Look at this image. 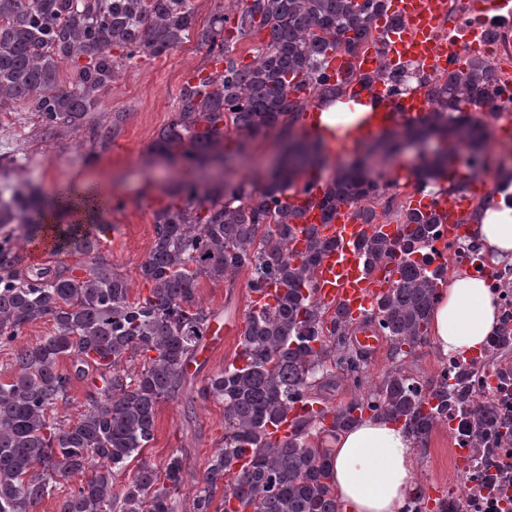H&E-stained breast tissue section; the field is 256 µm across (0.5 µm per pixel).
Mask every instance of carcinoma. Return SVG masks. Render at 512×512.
<instances>
[{
  "mask_svg": "<svg viewBox=\"0 0 512 512\" xmlns=\"http://www.w3.org/2000/svg\"><path fill=\"white\" fill-rule=\"evenodd\" d=\"M383 8L384 0H231V12L199 29L188 0H0V112L27 101L46 125L77 128L124 63L167 55L193 33L224 67L187 80L155 150L195 165L224 157L233 130L241 136L234 142L239 154L272 131L300 153L263 184L180 183L172 202L154 214L155 241L140 264L152 288L134 300L100 252L105 229L47 222L72 190L44 201L23 184L0 196V229L29 224L55 249L90 258L87 265L22 274L14 269L12 238L0 237V266L7 270L0 275V350L10 352L11 373L0 382V512H35L53 497L58 512H178L188 472L179 450L160 468L141 464L120 486L116 475L153 439L157 405L183 389L216 320L199 302V280L232 283L244 268L251 271L248 290L274 282L282 292L272 305L247 307L234 360L197 389L200 398L224 404V446L195 479L190 512H345L331 485L329 439L367 415L402 424L420 444L429 439L448 413V379L437 376L425 388L401 361L429 340L447 274L444 266L430 268L441 218L406 209L398 240L375 234L363 244L370 268L394 262L398 274L362 319L385 339L393 360L380 384L364 391L370 357L353 337V321L314 295L317 267L332 243L311 233L303 252L290 249L296 208L286 202L288 190L306 167L328 161L325 143L294 135V124L309 99L346 95V85L330 81V53L356 56L353 49L375 38ZM231 27L240 38L266 32L252 62L231 55ZM64 60L75 65L67 82ZM410 69L384 61L376 80L393 96L427 89L431 109L374 149L389 155L440 137L443 147L414 177L420 190L446 179L452 193L458 148L478 157L488 142L468 108L499 102L504 88L484 58L414 82L405 78ZM382 196L380 177L365 160L326 182L318 206L328 220L346 205L361 223L374 224ZM42 319L53 322V332L20 343L23 328ZM137 357L139 370L128 368ZM64 358L70 366L61 364ZM338 371L360 391L330 406L322 392L336 385ZM76 380L91 390L78 419L66 422L57 409L70 401ZM291 414V437L269 440L268 427ZM244 453L249 463L240 471L235 464ZM232 501L237 507L230 510Z\"/></svg>",
  "mask_w": 512,
  "mask_h": 512,
  "instance_id": "obj_1",
  "label": "carcinoma"
}]
</instances>
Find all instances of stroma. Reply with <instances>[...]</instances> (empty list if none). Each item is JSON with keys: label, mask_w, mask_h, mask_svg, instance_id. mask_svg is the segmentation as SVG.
I'll use <instances>...</instances> for the list:
<instances>
[{"label": "stroma", "mask_w": 512, "mask_h": 512, "mask_svg": "<svg viewBox=\"0 0 512 512\" xmlns=\"http://www.w3.org/2000/svg\"><path fill=\"white\" fill-rule=\"evenodd\" d=\"M209 66L207 50L192 39L169 54L125 65L102 94L92 121L80 128L28 125L31 108L21 102L11 110L12 124L0 128V187L14 184L13 171L20 165L29 170V185L46 198L53 197L64 184L88 181L97 185L106 201L98 221L108 228L101 251L137 297L150 290L139 264L154 241V213L170 201L167 187L198 177L197 169L159 163L153 145L174 116L182 85ZM281 148L277 135L268 134L252 143L247 155L227 159L217 174L232 183L265 174ZM18 232L20 268L75 267L84 261L77 254L45 250L42 239L31 238L27 225H19ZM249 276V271L240 272L231 288L223 282L202 281L198 298L204 307L219 314L229 303L245 311ZM238 342L237 334H229L222 347L194 370L186 389L158 406L153 440L140 461L119 472L118 481L127 480L140 462L162 466L174 448L182 449L191 475L203 474L211 456L224 444V406L212 398H197L196 389L202 380L232 362ZM448 445V430L439 427L426 445L417 449L416 482L427 497H435L437 486L451 475Z\"/></svg>", "instance_id": "stroma-1"}]
</instances>
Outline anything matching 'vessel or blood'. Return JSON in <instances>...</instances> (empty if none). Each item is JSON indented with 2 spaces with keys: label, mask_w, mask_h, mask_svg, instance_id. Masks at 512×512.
<instances>
[{
  "label": "vessel or blood",
  "mask_w": 512,
  "mask_h": 512,
  "mask_svg": "<svg viewBox=\"0 0 512 512\" xmlns=\"http://www.w3.org/2000/svg\"><path fill=\"white\" fill-rule=\"evenodd\" d=\"M447 13V0H385V9L375 21L377 40L368 45L366 53L355 59L343 54L332 57L329 69L332 81H344L352 70L364 75V82L354 83L352 90L356 98L371 108L368 117L357 121L347 132L329 137L328 146L336 161H343L354 147L367 143L381 130L418 117L430 108L426 90L393 97L375 83L373 76L381 62L398 65L417 61L442 71L460 67L467 55L480 54L478 45L467 48L459 41L436 39L435 30L444 23ZM468 16L469 33H477L486 20L493 19L512 47V0H468ZM458 176L468 180L466 192L437 200L418 199L413 203L414 209L431 210L442 216V230L449 239L458 236L464 214L479 194L489 188L482 177L463 170ZM323 192L320 182L307 179L290 196V204L300 213L291 246L297 251L304 250L305 233L309 230L331 241L332 247L323 255L318 268L315 295L339 308L347 317L357 319L376 307L394 279L391 266L384 265L376 271L368 268L362 244L375 234L397 239L399 228L394 224L361 223L346 206L339 207L331 220H324L317 205Z\"/></svg>",
  "instance_id": "vessel-or-blood-1"
}]
</instances>
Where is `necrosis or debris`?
<instances>
[{
    "mask_svg": "<svg viewBox=\"0 0 512 512\" xmlns=\"http://www.w3.org/2000/svg\"><path fill=\"white\" fill-rule=\"evenodd\" d=\"M448 252L458 268L484 280L498 330L477 352L440 364L452 395L442 423L454 478L436 497L448 512H512V264L492 261L464 235Z\"/></svg>",
    "mask_w": 512,
    "mask_h": 512,
    "instance_id": "1",
    "label": "necrosis or debris"
}]
</instances>
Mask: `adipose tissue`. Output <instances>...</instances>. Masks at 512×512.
<instances>
[{
	"label": "adipose tissue",
	"instance_id": "1",
	"mask_svg": "<svg viewBox=\"0 0 512 512\" xmlns=\"http://www.w3.org/2000/svg\"><path fill=\"white\" fill-rule=\"evenodd\" d=\"M485 251L512 261V209L496 197L483 202L469 226ZM496 325V309L484 281L456 274L438 295L431 334L443 355L467 354ZM415 442L401 424L376 417L340 432L332 445L333 483L348 512H403L414 493Z\"/></svg>",
	"mask_w": 512,
	"mask_h": 512
}]
</instances>
